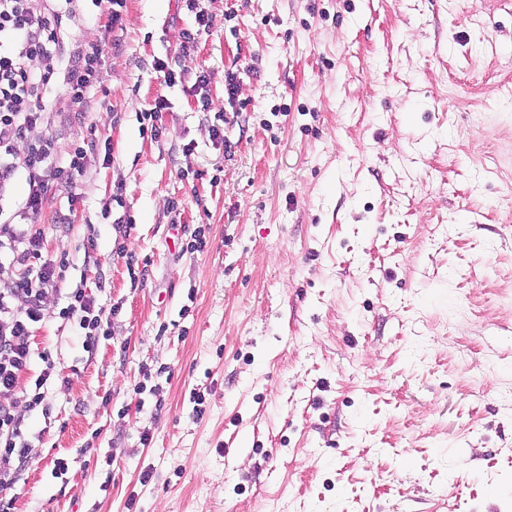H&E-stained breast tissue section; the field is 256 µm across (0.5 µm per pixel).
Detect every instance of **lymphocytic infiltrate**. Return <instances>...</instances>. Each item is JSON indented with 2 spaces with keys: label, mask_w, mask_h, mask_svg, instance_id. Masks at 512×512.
<instances>
[{
  "label": "lymphocytic infiltrate",
  "mask_w": 512,
  "mask_h": 512,
  "mask_svg": "<svg viewBox=\"0 0 512 512\" xmlns=\"http://www.w3.org/2000/svg\"><path fill=\"white\" fill-rule=\"evenodd\" d=\"M73 0H0V200L7 198L17 175L26 192L17 217L0 219V249L21 275L9 294H0V512H13L12 492L22 480L29 458L27 425L18 404L45 405L47 394L21 387L31 360L30 336L45 318V301L59 291L61 267L45 257L36 219L51 192L76 188L83 174L84 148L72 145L60 160L53 138H33L48 112V94L62 83L67 111L87 112L102 86L108 45L100 39L79 42L70 65H63V31ZM61 323L84 329L83 347L94 351L101 329V311L83 289L66 295Z\"/></svg>",
  "instance_id": "lymphocytic-infiltrate-1"
}]
</instances>
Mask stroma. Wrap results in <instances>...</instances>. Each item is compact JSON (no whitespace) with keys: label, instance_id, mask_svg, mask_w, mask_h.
Here are the masks:
<instances>
[{"label":"stroma","instance_id":"stroma-1","mask_svg":"<svg viewBox=\"0 0 512 512\" xmlns=\"http://www.w3.org/2000/svg\"><path fill=\"white\" fill-rule=\"evenodd\" d=\"M197 2L187 55L184 0L67 23L106 94L35 130L88 143L37 225L110 316L88 353L46 301L14 512H512V0ZM168 108V104L164 99H156L154 107L144 112L143 120H147L148 124L142 128L143 133L149 132L151 139H158L163 134V125L161 122L162 112ZM158 122H160L158 124Z\"/></svg>","mask_w":512,"mask_h":512}]
</instances>
